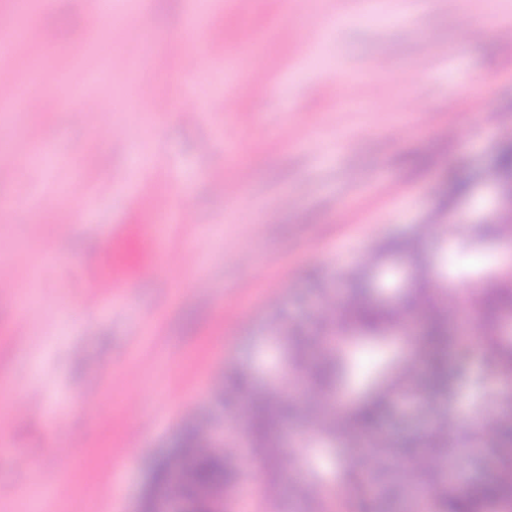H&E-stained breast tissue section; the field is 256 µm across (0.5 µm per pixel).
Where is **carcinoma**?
I'll use <instances>...</instances> for the list:
<instances>
[{
	"label": "carcinoma",
	"mask_w": 512,
	"mask_h": 512,
	"mask_svg": "<svg viewBox=\"0 0 512 512\" xmlns=\"http://www.w3.org/2000/svg\"><path fill=\"white\" fill-rule=\"evenodd\" d=\"M494 175L502 181L504 191H509L512 143L500 149ZM490 230L504 239H512V207L503 208ZM394 255L415 270H423L419 235L378 243L365 264L348 272L354 288L348 303L338 316L324 320L316 329L317 335L326 341L318 355H312L310 335L299 327L284 332L273 320L266 326V339L270 345L283 350L288 370L298 375L309 390L325 393L336 391L348 372L349 362L341 351V344L350 337L381 339L418 324L422 332L416 338L414 349L427 344L436 350L427 376H421L414 364L403 361L372 388L362 403L340 416L329 402L315 404L282 389L271 390L256 383L246 370L232 373L229 386L222 385L215 393L220 401L236 393L245 398V424L260 462L263 496L275 504L290 495H299L307 512H321V502L312 496L313 489L320 485L316 476L301 477L290 490L277 482L275 469L270 465L276 437L297 418H303L323 439L348 445L380 430L382 419L394 402L418 398V386L430 384L437 394L451 393L460 368L448 365L446 352L455 347L483 350L489 344L495 345L496 353L488 360V367L512 377V335L501 324V318L512 312V278L487 283L468 297V330L460 339L448 328L447 291L435 287L427 275L417 277L413 288L394 306L363 302L357 288L369 280L373 270ZM498 425L497 445L511 456L512 418L507 416L499 420ZM372 452L376 457L375 468L350 467L342 476L352 498L359 503L363 501L362 488L371 484L381 502L389 506L400 497L411 512H486L491 503L501 512H512V484L509 483L482 484L465 493H448V424L444 420L435 422L425 437L404 438L395 448L387 447L386 441L381 440L376 442ZM176 460L184 468L182 483H169V463H163L154 474L145 501L161 493H173L192 499L198 512H211L214 494L221 492L224 498H229L231 490L245 478L235 468L230 453L210 444L201 425L195 422L184 428Z\"/></svg>",
	"instance_id": "1"
}]
</instances>
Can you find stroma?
<instances>
[{
  "mask_svg": "<svg viewBox=\"0 0 512 512\" xmlns=\"http://www.w3.org/2000/svg\"><path fill=\"white\" fill-rule=\"evenodd\" d=\"M196 4L28 0L34 54L52 44L55 80L35 81L31 56L0 59L41 104L0 129V512H26L43 488L48 512H139L152 465L194 417L227 437L246 475L226 512H303L297 497L260 500L240 409L213 397L240 366L284 374L266 315L316 328V277L343 301L346 271L376 241L415 231L450 301L502 273L512 246L469 236L499 205L484 174L512 141V36L468 29L493 6L512 22V0H210L204 26ZM103 57L108 84L93 78ZM478 80L490 96L472 93ZM74 97L94 112L74 119ZM163 101L171 110L154 111ZM454 180L473 189L441 211ZM171 196L175 208L156 206ZM439 211L443 241L424 229ZM102 275L111 290L88 301ZM345 352L352 405L403 356L390 337ZM448 360L464 363L453 394L406 420L391 411L384 431L423 434L447 416L464 492L503 467L494 438L473 441L470 409H504L512 381L475 349ZM352 462L371 460L297 428L274 466L332 486Z\"/></svg>",
  "mask_w": 512,
  "mask_h": 512,
  "instance_id": "1",
  "label": "stroma"
}]
</instances>
